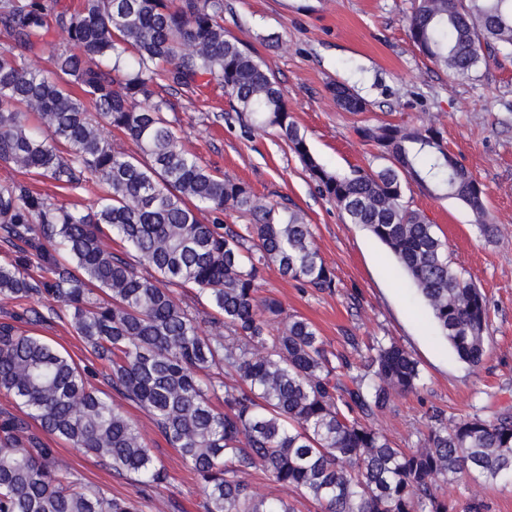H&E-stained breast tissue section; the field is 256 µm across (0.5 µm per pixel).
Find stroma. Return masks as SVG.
Masks as SVG:
<instances>
[{
    "label": "stroma",
    "instance_id": "stroma-1",
    "mask_svg": "<svg viewBox=\"0 0 512 512\" xmlns=\"http://www.w3.org/2000/svg\"><path fill=\"white\" fill-rule=\"evenodd\" d=\"M413 8L414 0H224V28L274 75L311 152L327 168L347 173L380 166L356 127L408 124L436 128L480 182L488 220L497 226L490 241L458 201L430 197L414 184L405 195L411 208L437 224L456 269L486 296L487 353L479 366L458 359L387 250L316 192L298 158L275 134H244L217 80L205 77L194 93L171 95L174 109L166 114L182 147L203 164L247 183L261 202L302 211L315 248L335 274L334 291L323 292L272 266L259 282L261 295L276 297L287 313L307 318L329 350L353 363L368 356L379 339L396 341L417 360L419 390L394 396L376 421L402 448L418 446L432 410L451 420L512 410V52L498 50L472 78L451 79L410 38L406 19ZM337 82L364 98L367 111L338 109L329 93ZM20 177L68 207L92 205L98 194L93 186L62 191L47 177L24 176L0 162V181ZM38 332L92 371L94 386L108 390L105 368L86 350L67 315L51 316ZM123 409L166 468L168 484L145 488L135 476L113 474L62 440L51 439V447L71 464L79 482L113 496L140 498L143 512H204L194 475L151 415L130 401ZM444 490L463 507L479 501L483 512H512V477L488 483L465 475Z\"/></svg>",
    "mask_w": 512,
    "mask_h": 512
}]
</instances>
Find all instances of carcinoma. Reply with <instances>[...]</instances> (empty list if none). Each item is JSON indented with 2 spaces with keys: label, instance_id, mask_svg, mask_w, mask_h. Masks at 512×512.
Masks as SVG:
<instances>
[{
  "label": "carcinoma",
  "instance_id": "obj_1",
  "mask_svg": "<svg viewBox=\"0 0 512 512\" xmlns=\"http://www.w3.org/2000/svg\"><path fill=\"white\" fill-rule=\"evenodd\" d=\"M410 38L454 79L492 50L512 49V0H417ZM66 47L42 70L30 55L51 32ZM0 162L47 175L68 191L100 190L89 208L63 206L21 180L0 182V300L50 298L108 370L112 395L65 352L22 328L36 307L0 322V390L47 434L145 487L168 482L117 400L137 403L194 473L204 512H295L258 494L255 470L320 512H458L438 481L463 473L494 482L512 473V412L448 421L430 416L423 442L396 448L374 424L420 370L395 342L351 375L307 319L259 294L274 265L319 291L336 288L301 212L259 203L251 188L185 151L164 112L167 95L209 76L248 132H276L319 193L395 257L449 346L476 366L486 352V299L453 266L428 217L404 201L408 184L461 201L487 237L484 190L433 128L366 125L358 137L386 164L348 174L311 152L274 76L224 30V0H0ZM336 106L361 112L367 102ZM129 138L117 150L100 121ZM253 224H224V211ZM210 218H204V214ZM128 246L112 249V236ZM209 308L191 312L177 289ZM224 330L205 336L200 320ZM232 381L227 382L224 377ZM0 512H142L139 501L83 486L28 422L0 420Z\"/></svg>",
  "mask_w": 512,
  "mask_h": 512
}]
</instances>
